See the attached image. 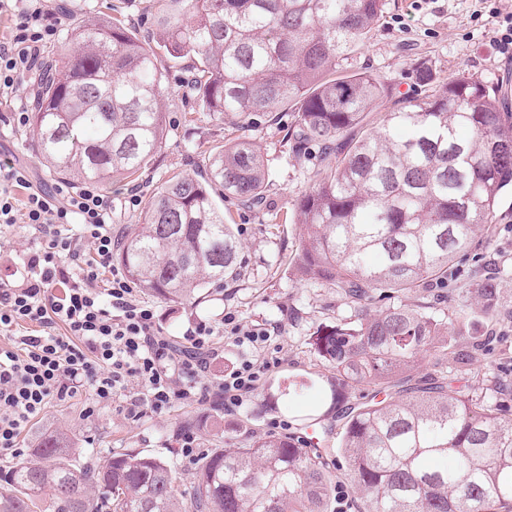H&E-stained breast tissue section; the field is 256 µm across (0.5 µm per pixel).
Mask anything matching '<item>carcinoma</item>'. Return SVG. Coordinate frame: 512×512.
Masks as SVG:
<instances>
[{
  "instance_id": "1",
  "label": "carcinoma",
  "mask_w": 512,
  "mask_h": 512,
  "mask_svg": "<svg viewBox=\"0 0 512 512\" xmlns=\"http://www.w3.org/2000/svg\"><path fill=\"white\" fill-rule=\"evenodd\" d=\"M157 2L146 39L103 11L67 32L34 90L31 135L49 171L108 185L147 168L167 136L160 50L191 61L190 97L218 119L295 104L289 152L300 160L319 147L321 169L297 203L292 273L341 289L355 306L354 319L311 337L312 349L346 386H386L427 356L459 361L444 319L392 300L448 280L492 223L512 186V113L482 81L437 83L420 67L423 96L364 128L392 87L343 64L385 0ZM268 186L259 147L229 142L203 171L155 189L112 260L146 293L190 302L237 266L240 242L220 201L261 209ZM497 297L493 278L473 291L487 316ZM32 453L0 474V512H329L336 498L323 454L290 437L210 449L188 492L151 454L80 464L61 432L38 436ZM448 457L454 468L433 465ZM335 465L352 482L356 512H512V419L446 377L351 408Z\"/></svg>"
}]
</instances>
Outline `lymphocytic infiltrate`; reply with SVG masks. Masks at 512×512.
Instances as JSON below:
<instances>
[{"instance_id":"1","label":"lymphocytic infiltrate","mask_w":512,"mask_h":512,"mask_svg":"<svg viewBox=\"0 0 512 512\" xmlns=\"http://www.w3.org/2000/svg\"><path fill=\"white\" fill-rule=\"evenodd\" d=\"M2 16L13 26L0 39V105L11 102L59 35L51 0H0ZM18 224L33 246L14 279L0 282V337L8 341L0 346L1 459L22 456V435L50 404L85 392L94 396L84 409L89 417L109 401L135 421L178 402L216 401L232 414L280 366L270 330L242 325L231 313L218 328L192 323L181 345L163 336L154 308L112 267V202L98 189L61 183L45 191L34 187L26 165H0V229ZM30 323L35 332L23 333ZM226 345L241 350L240 362L208 380Z\"/></svg>"}]
</instances>
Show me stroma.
Listing matches in <instances>:
<instances>
[{"instance_id":"obj_1","label":"stroma","mask_w":512,"mask_h":512,"mask_svg":"<svg viewBox=\"0 0 512 512\" xmlns=\"http://www.w3.org/2000/svg\"><path fill=\"white\" fill-rule=\"evenodd\" d=\"M482 6L483 0H385L371 39L350 58L349 68L380 76L392 85L393 94L383 106L387 112L415 96V68L420 64L438 81L470 74L493 89L512 83V61L498 52L493 24L476 14ZM161 65L167 86V138L140 177L131 184L120 183L112 193V233L118 237L132 232L139 222L143 208L128 205L130 188H138L141 199H148L171 176L194 175L227 140L254 142L269 170L267 206L287 214V221L270 222L263 212L225 200L224 212L232 216L241 243L235 275L211 286L197 303L174 305L155 297L150 303L158 325L175 343L190 322L204 320L216 325L228 312L248 326L276 327L282 363L268 374L240 413L224 417L218 430L205 423L217 412L209 402L177 406L132 421L118 415L110 402L99 404L94 416H85V402L80 399L48 408L43 418L33 423L27 438L32 441L55 429L67 431L76 458L100 463L112 453L145 450L167 459L176 470L180 489L187 490L196 465L181 456L176 443L179 433L194 432L206 451L269 434L270 420L278 419L288 422L290 437L304 440L308 437L304 418L312 415L319 420L324 448L332 454L344 412L370 400L374 390L366 384L347 387L346 400L339 404L332 403L324 392L295 401L287 409L276 403V395L289 381L333 377V370L313 353L310 338L318 328L354 315L353 303L337 289L296 281L291 273L301 233L296 206L316 182L319 161L313 154L299 162L287 154L283 136L294 121L293 110L260 112L246 125L231 114L214 119L199 111L185 94V82L191 76L187 62L165 56ZM9 159L30 166L36 185L43 189H52L58 182L34 151L29 128L13 127L6 110L0 108V162ZM489 276L499 283L497 311L491 316L484 315L472 299L479 279ZM404 302L427 307L451 323L465 317L462 344L472 358L449 363L448 378L455 388L466 392L480 384L485 392H492V376L499 371L506 373L512 384V192L502 196L493 224L475 249L459 261L447 285L406 295Z\"/></svg>"}]
</instances>
